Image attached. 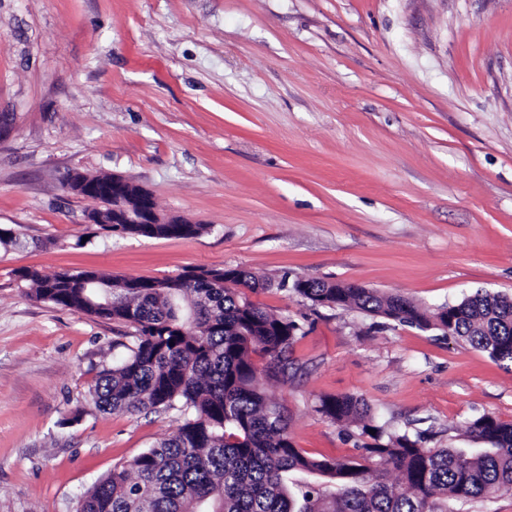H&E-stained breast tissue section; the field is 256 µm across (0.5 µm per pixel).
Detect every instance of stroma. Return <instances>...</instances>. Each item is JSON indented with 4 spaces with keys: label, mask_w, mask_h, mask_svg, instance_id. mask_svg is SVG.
<instances>
[{
    "label": "stroma",
    "mask_w": 512,
    "mask_h": 512,
    "mask_svg": "<svg viewBox=\"0 0 512 512\" xmlns=\"http://www.w3.org/2000/svg\"><path fill=\"white\" fill-rule=\"evenodd\" d=\"M147 188L195 238L103 235L74 173ZM0 512H75L180 418L98 410L130 326L32 299L18 273L163 279L242 267L304 326L265 379L296 448L358 455L316 412L465 450L512 422V371L438 330L313 305L301 277L433 310L512 297V0H0ZM84 247H77L79 238Z\"/></svg>",
    "instance_id": "stroma-1"
}]
</instances>
